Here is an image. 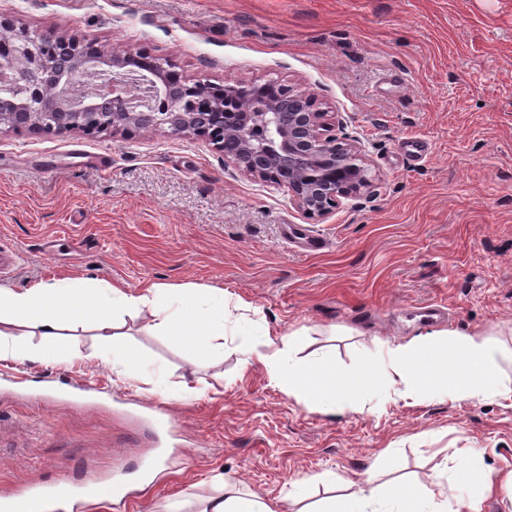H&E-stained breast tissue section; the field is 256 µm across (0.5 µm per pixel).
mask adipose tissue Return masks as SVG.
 I'll return each mask as SVG.
<instances>
[{"instance_id": "obj_1", "label": "adipose tissue", "mask_w": 512, "mask_h": 512, "mask_svg": "<svg viewBox=\"0 0 512 512\" xmlns=\"http://www.w3.org/2000/svg\"><path fill=\"white\" fill-rule=\"evenodd\" d=\"M227 305L220 291L155 282L142 284L135 293L117 285L94 288L78 279L1 288L0 323L38 329L42 343L32 348L13 337L8 348L0 347V359L59 363L67 357L63 330L88 326L103 341L100 359L128 378L142 371L146 359L116 333L125 316L150 309L155 331L193 352L212 353L227 332ZM239 333L267 346L263 352L243 349V367L262 365L288 396L324 414L361 410L371 395L393 387L405 397L512 399V376L500 364L503 350L481 334L435 331L386 346L378 358L340 371L320 356L301 355L304 330L276 334L268 322L258 320L241 326ZM456 461L463 493L453 498L454 512H483L494 481L484 468L482 452L459 449ZM447 472V463H440L430 483L418 486L381 484L369 470L351 492L326 499L316 512H447L451 498L442 481Z\"/></svg>"}]
</instances>
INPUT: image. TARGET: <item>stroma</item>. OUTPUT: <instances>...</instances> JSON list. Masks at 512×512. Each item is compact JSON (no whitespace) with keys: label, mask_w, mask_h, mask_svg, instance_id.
Returning <instances> with one entry per match:
<instances>
[{"label":"stroma","mask_w":512,"mask_h":512,"mask_svg":"<svg viewBox=\"0 0 512 512\" xmlns=\"http://www.w3.org/2000/svg\"><path fill=\"white\" fill-rule=\"evenodd\" d=\"M0 16L106 51L148 49L191 79H274L338 113L372 184L322 220L286 192L224 165L205 141L162 133H0V287L83 278L224 292L240 314L305 353L349 367L439 330L512 346V0H0ZM421 138L425 158L409 157ZM121 332L149 359L121 380L95 331L68 330L70 357L0 361V493L65 474L126 479L123 504L83 512H203L224 475L289 512L294 480L322 474L426 484L459 448L495 483L483 512H512V406L495 397L412 401L379 393L363 411H311L241 366V339L191 357L151 329ZM163 372L175 427L143 405ZM176 445L143 490L142 461ZM391 459H381L384 449Z\"/></svg>","instance_id":"35a3bbf8"}]
</instances>
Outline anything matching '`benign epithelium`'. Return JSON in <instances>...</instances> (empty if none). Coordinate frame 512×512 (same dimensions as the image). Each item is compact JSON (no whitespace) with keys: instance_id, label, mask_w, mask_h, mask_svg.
Instances as JSON below:
<instances>
[{"instance_id":"1","label":"benign epithelium","mask_w":512,"mask_h":512,"mask_svg":"<svg viewBox=\"0 0 512 512\" xmlns=\"http://www.w3.org/2000/svg\"><path fill=\"white\" fill-rule=\"evenodd\" d=\"M265 85L269 96L254 108V81L228 79L212 101L209 81L181 80L145 51L101 56L76 36H34L0 18V91L27 98V111L12 113V121L0 114V133L26 126L202 139L224 154V166L287 192L295 208L323 219L371 183L360 143L336 136L338 114L313 96L274 80Z\"/></svg>"}]
</instances>
